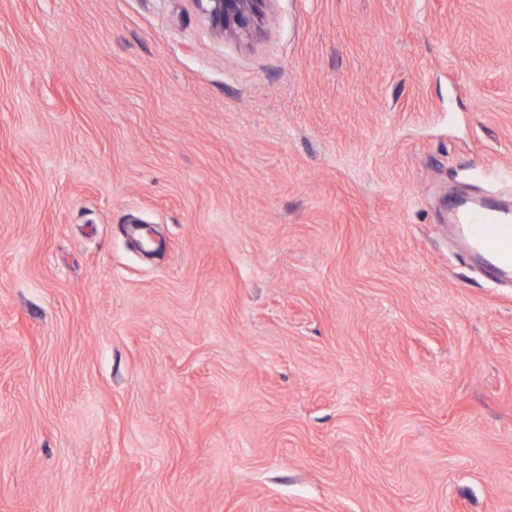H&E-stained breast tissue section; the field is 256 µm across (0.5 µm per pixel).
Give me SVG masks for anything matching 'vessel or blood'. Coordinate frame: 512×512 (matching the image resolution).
Returning a JSON list of instances; mask_svg holds the SVG:
<instances>
[{
  "label": "vessel or blood",
  "instance_id": "vessel-or-blood-1",
  "mask_svg": "<svg viewBox=\"0 0 512 512\" xmlns=\"http://www.w3.org/2000/svg\"><path fill=\"white\" fill-rule=\"evenodd\" d=\"M452 221L472 256L490 272H512V208L492 196L459 203Z\"/></svg>",
  "mask_w": 512,
  "mask_h": 512
}]
</instances>
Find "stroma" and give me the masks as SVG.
<instances>
[{
    "label": "stroma",
    "mask_w": 512,
    "mask_h": 512,
    "mask_svg": "<svg viewBox=\"0 0 512 512\" xmlns=\"http://www.w3.org/2000/svg\"><path fill=\"white\" fill-rule=\"evenodd\" d=\"M509 187L512 0H0V512H512ZM210 28L225 38L249 36L271 0H193ZM452 222L462 233L467 249L490 272H512V208L493 196L459 203Z\"/></svg>",
    "instance_id": "stroma-1"
}]
</instances>
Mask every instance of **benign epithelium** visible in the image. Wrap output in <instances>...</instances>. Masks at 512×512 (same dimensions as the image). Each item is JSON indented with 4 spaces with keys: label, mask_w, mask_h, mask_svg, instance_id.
Instances as JSON below:
<instances>
[{
    "label": "benign epithelium",
    "mask_w": 512,
    "mask_h": 512,
    "mask_svg": "<svg viewBox=\"0 0 512 512\" xmlns=\"http://www.w3.org/2000/svg\"><path fill=\"white\" fill-rule=\"evenodd\" d=\"M210 28L225 38L249 36L271 0H192Z\"/></svg>",
    "instance_id": "obj_1"
}]
</instances>
